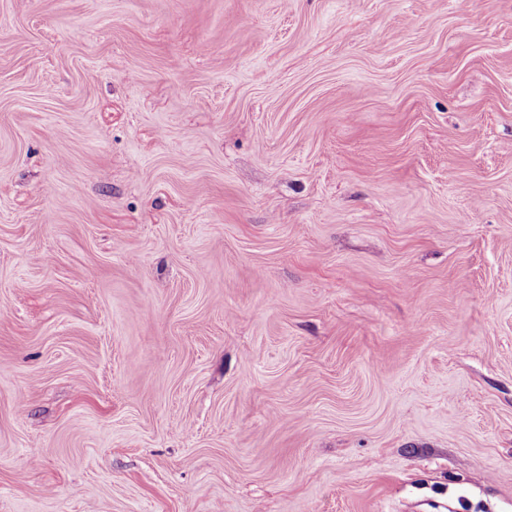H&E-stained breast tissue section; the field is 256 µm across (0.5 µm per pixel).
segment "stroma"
Listing matches in <instances>:
<instances>
[{"label":"stroma","instance_id":"stroma-1","mask_svg":"<svg viewBox=\"0 0 512 512\" xmlns=\"http://www.w3.org/2000/svg\"><path fill=\"white\" fill-rule=\"evenodd\" d=\"M0 512H512V0H0Z\"/></svg>","mask_w":512,"mask_h":512}]
</instances>
